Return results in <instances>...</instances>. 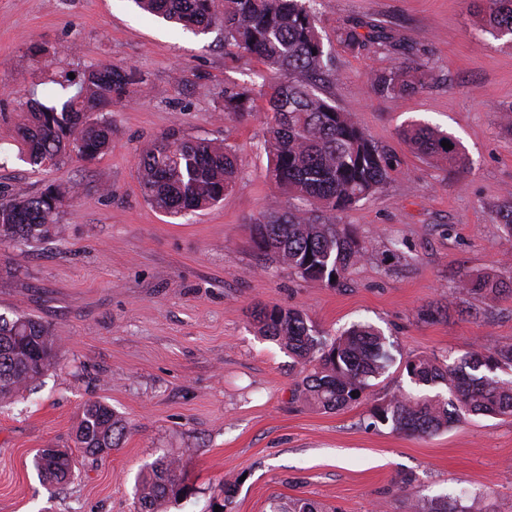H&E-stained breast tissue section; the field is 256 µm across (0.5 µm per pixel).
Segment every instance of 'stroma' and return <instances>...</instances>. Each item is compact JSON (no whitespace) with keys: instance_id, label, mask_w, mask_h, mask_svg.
Returning a JSON list of instances; mask_svg holds the SVG:
<instances>
[{"instance_id":"35a3bbf8","label":"stroma","mask_w":512,"mask_h":512,"mask_svg":"<svg viewBox=\"0 0 512 512\" xmlns=\"http://www.w3.org/2000/svg\"><path fill=\"white\" fill-rule=\"evenodd\" d=\"M316 9L338 74L327 95L394 159L388 183L341 218L369 256L335 287L265 266L252 242L269 206L294 204L265 174V97L248 121L224 111L225 88L249 83L260 62L225 54L219 29L194 34L134 0H0V141L26 90L45 98L90 63L142 78L111 106L106 154L49 172L16 159L0 166L2 201L51 181L76 188L57 237L0 244V313L40 319L61 347L35 391L0 404V512H137L136 476L163 455L179 460L190 488L165 512H204L226 480L237 488L224 512H269L293 498L325 512L474 499L482 512H512V416L468 415L432 435L370 416L408 387L405 359L512 346V296L458 292L481 273L512 280V237L495 213L512 196V132L500 120L512 108V46L483 33L475 0H317ZM354 18L425 52L426 87L374 94L368 73L394 57L339 43L337 28ZM413 122L451 135L465 166L452 172L412 153L399 132ZM169 133L235 151L239 178L219 204L185 217L148 204L138 149ZM263 305L306 310L329 335L370 323L394 341L397 362L357 403L309 406L293 358L256 332L252 312ZM430 305L442 314L421 319ZM94 400L128 426L107 456L75 443ZM48 444L75 458L69 483L39 481L32 459Z\"/></svg>"}]
</instances>
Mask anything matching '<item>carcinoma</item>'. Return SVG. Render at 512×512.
<instances>
[{
  "label": "carcinoma",
  "instance_id": "cac0c4a2",
  "mask_svg": "<svg viewBox=\"0 0 512 512\" xmlns=\"http://www.w3.org/2000/svg\"><path fill=\"white\" fill-rule=\"evenodd\" d=\"M139 8L186 29L219 28L228 53L259 60L282 80L263 92L268 111L265 149L267 178L300 205L269 208L253 227L254 243L270 265L282 264L305 281L334 286L366 259L369 249L344 225L341 215L375 194L390 179L393 158L365 130L321 93L336 79L332 57L324 50L316 16L308 0H134ZM485 31L512 43V0H481ZM366 33H360V30ZM337 40L352 51L400 54L403 60L370 72L374 92L382 97L409 95L425 85L428 62L422 53L396 40L381 25L362 19L345 23ZM137 83L136 72L90 64L68 84L66 94L46 102L28 101L18 109L14 126L17 159L50 171L72 155L95 159L112 147V118L103 106L121 99ZM224 111L246 120L253 114V89L224 90ZM410 150L427 160H445L449 169L465 157L448 133L415 122L401 130ZM447 141L453 148L441 145ZM139 183L149 203L172 216H187L224 199L235 183L234 151L208 139L161 137L139 151ZM71 186L51 182L37 195L17 191L0 203V225H10L1 243H32L58 232L60 208ZM469 295H512L506 284L485 273L464 284ZM253 320L259 332L277 342L306 375L301 392L310 404L334 412L358 401L370 380L395 362L394 344L369 324L326 338L306 312L258 307ZM59 344L41 321L26 315L0 314V402L33 391L58 359ZM512 367V347L478 345L451 363L415 356L402 363L409 389L371 408L374 423L408 434H432L455 426L466 414L512 416V382L495 372ZM445 383L451 398L426 389ZM122 417L100 401L85 404L76 430L78 447L108 455L126 433ZM33 467L49 486L69 480L73 457L65 452L52 462L38 453ZM180 463L162 456L136 480L139 512H159L163 505L188 496ZM270 512H321L316 502L296 498L271 504Z\"/></svg>",
  "mask_w": 512,
  "mask_h": 512
}]
</instances>
